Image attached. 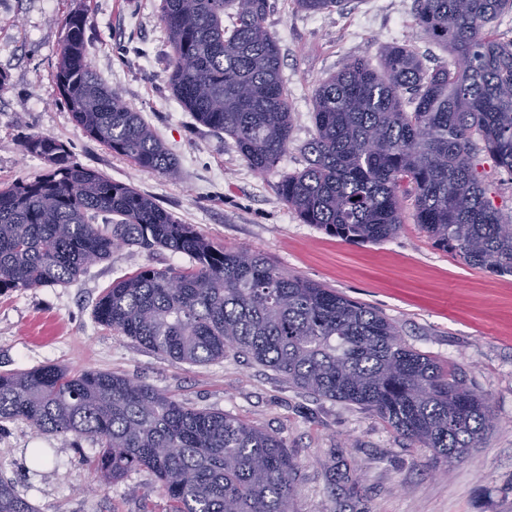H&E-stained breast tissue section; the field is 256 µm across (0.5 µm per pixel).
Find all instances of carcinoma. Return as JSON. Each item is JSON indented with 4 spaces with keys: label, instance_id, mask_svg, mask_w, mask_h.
Here are the masks:
<instances>
[{
    "label": "carcinoma",
    "instance_id": "obj_1",
    "mask_svg": "<svg viewBox=\"0 0 512 512\" xmlns=\"http://www.w3.org/2000/svg\"><path fill=\"white\" fill-rule=\"evenodd\" d=\"M308 14L348 0H294ZM268 0H161L172 96L197 122L231 138L270 174L291 142L293 109ZM232 13L230 23L224 15ZM512 0H415L419 32L452 58L428 68L409 43L351 60L322 79L304 169L279 198L305 224L348 243L380 242L416 223L470 266L512 273V213L487 196L481 154L512 177V39L491 24ZM86 0L70 11L57 52V99L88 137L140 170L176 177L178 159L87 55ZM23 150L38 177L0 189V294L67 284L121 246L168 249L185 269L144 268L98 299L95 321L174 363L232 352L288 386L347 402L451 463L495 427L491 402L456 371L407 346L375 309L257 251L216 245L156 200L78 162L49 135ZM71 433L99 450L87 464L117 483L150 471L168 512H288L297 466L278 436L240 418L186 405L134 379L47 365L0 374V422ZM0 512H38L0 478Z\"/></svg>",
    "mask_w": 512,
    "mask_h": 512
}]
</instances>
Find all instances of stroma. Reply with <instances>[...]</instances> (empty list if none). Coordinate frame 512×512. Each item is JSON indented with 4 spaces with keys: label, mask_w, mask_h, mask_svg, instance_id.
<instances>
[{
    "label": "stroma",
    "mask_w": 512,
    "mask_h": 512,
    "mask_svg": "<svg viewBox=\"0 0 512 512\" xmlns=\"http://www.w3.org/2000/svg\"><path fill=\"white\" fill-rule=\"evenodd\" d=\"M160 0H90L87 53L97 73L156 130L176 155L169 178L141 171L88 138L56 101L51 74L76 0H0V182L35 176L44 162L24 152L33 134L68 142L76 159L132 183L213 242L264 254L288 274L336 289L381 311L405 344L458 369L487 393L496 426L452 465L403 438L375 415L288 387L274 371L227 356L174 363L99 325L94 306L113 281L140 268H182L168 250L116 248L64 286L0 295V373L40 365L96 369L134 378L199 409L234 415L282 438L298 466L290 512H512V275L467 265L437 249L413 217L382 242L349 244L299 221L280 200L282 173L303 169L315 133L321 79L351 59L378 63L381 45L406 41L427 66L447 52L418 34L414 0H349L340 12L310 15L294 0H269L293 127L277 172L261 175L233 141L200 125L173 97L170 48ZM98 447L74 435L0 424V478L39 512H166L146 470L112 484L84 465Z\"/></svg>",
    "instance_id": "35a3bbf8"
}]
</instances>
